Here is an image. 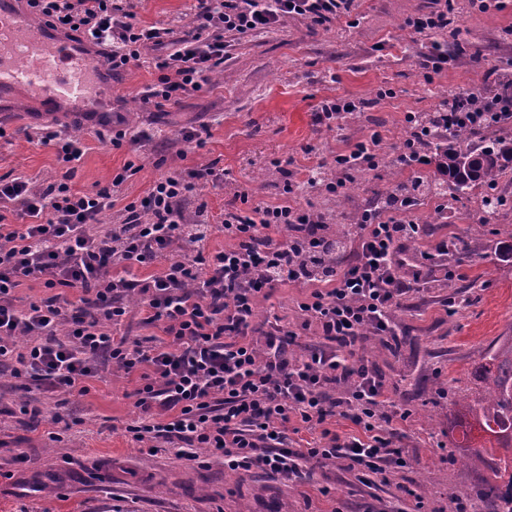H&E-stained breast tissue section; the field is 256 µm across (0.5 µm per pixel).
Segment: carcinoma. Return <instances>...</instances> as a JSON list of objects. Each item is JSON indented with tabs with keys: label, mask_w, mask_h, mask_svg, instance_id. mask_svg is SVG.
<instances>
[{
	"label": "carcinoma",
	"mask_w": 512,
	"mask_h": 512,
	"mask_svg": "<svg viewBox=\"0 0 512 512\" xmlns=\"http://www.w3.org/2000/svg\"><path fill=\"white\" fill-rule=\"evenodd\" d=\"M423 123L440 127L421 148L451 191L491 188L512 170V139L493 138L461 122L442 127L432 114ZM473 376L477 395L455 403L459 433L453 445L480 479L457 495L478 502L483 512H512V326L474 363Z\"/></svg>",
	"instance_id": "carcinoma-1"
}]
</instances>
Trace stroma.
Wrapping results in <instances>:
<instances>
[{"label":"stroma","mask_w":512,"mask_h":512,"mask_svg":"<svg viewBox=\"0 0 512 512\" xmlns=\"http://www.w3.org/2000/svg\"><path fill=\"white\" fill-rule=\"evenodd\" d=\"M428 2L357 0L350 16L326 28L313 30L303 18L292 17L267 34L228 35L223 80H211L163 112L144 111L139 99L156 80L155 70L146 63L130 67L113 81L112 97L121 103L126 131L145 130L153 140L116 149L85 131L73 186L89 190L125 163L141 164L102 217L103 223L116 224L124 206L146 195L165 171L213 163L228 170L226 186L205 188L202 199H189L185 207L192 211L205 201L214 221L242 189L259 201L283 202L288 178L269 161L288 158L295 198L317 210H337L338 223H350L378 192L394 190L398 179L414 173L405 168L397 174L383 165L362 173L338 210L331 195L308 183L318 156L345 151L375 133L381 136V154H393L405 134V113L437 111L451 90L482 89L512 70V0H498L486 10L461 0L456 25L468 30L469 48L479 51V60L454 59L425 81L421 53L429 42L451 36L447 30L417 35L406 28V19ZM131 4L142 22L179 32L189 27L195 0ZM338 95L360 100V119L330 128L316 124L320 102ZM36 110L25 99L20 110L0 113L6 131L0 138V176L45 186L67 166L53 146L29 140ZM189 127L208 128L203 145L179 141V131ZM497 192L504 203L490 215L481 208L478 190L468 198L448 194L442 214L437 196L423 197L416 212L428 227L414 255L447 238L448 260L459 276L449 281L437 275L430 288L408 295L394 312L399 346L377 347L375 362L388 382L390 401L414 408L412 420L395 427L407 467L364 484L355 473L329 465L296 484L236 474L216 462L187 465L175 458L173 447L150 455L126 436L124 427L135 416L131 394L138 375L109 369L89 381L87 395L49 397L0 366V512H414L420 502L427 512H448L451 490L475 480L451 444L457 390L469 386L473 362L512 325V262L504 259L505 237L512 230V173ZM483 216L489 219L486 230L472 234L471 224ZM24 396L41 408L40 416L16 413ZM58 409L76 418L70 430L55 423Z\"/></svg>","instance_id":"obj_1"}]
</instances>
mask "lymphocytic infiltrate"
Returning a JSON list of instances; mask_svg holds the SVG:
<instances>
[{
    "instance_id": "lymphocytic-infiltrate-1",
    "label": "lymphocytic infiltrate",
    "mask_w": 512,
    "mask_h": 512,
    "mask_svg": "<svg viewBox=\"0 0 512 512\" xmlns=\"http://www.w3.org/2000/svg\"><path fill=\"white\" fill-rule=\"evenodd\" d=\"M356 0H196L188 30L148 25L126 0H25V10L59 36L95 52L117 79L142 54L153 56L154 83L141 102L162 111L202 89L224 61L225 34H262L299 16L325 26L349 14ZM378 135L333 156L341 176L325 185L342 190L345 173L378 166ZM133 164L106 184L72 189L73 171L41 187L0 178V361L13 359L15 377L43 392L85 395L106 367L139 372L132 396L136 416L125 431L147 452L175 445L188 464L220 457L231 471L262 470L293 481L310 461L385 474L406 467L393 445L392 423L409 421V405L388 397L384 376L364 353L375 338L388 344L399 333L394 310L409 292L428 285L433 261L448 255L437 241L423 261L411 250L423 232L414 202L384 194L364 210L349 232L350 248L336 244L324 214L292 201L250 202L228 208L220 224L192 218L184 199L222 186L215 165L172 170L142 198L128 203L122 223L101 216L112 196L136 174ZM12 208L18 223L5 221ZM223 234L226 244L204 242ZM163 268L144 279L113 275L115 262ZM44 293L18 310L13 292L25 280ZM306 288L301 319H258L257 308L276 288ZM79 290L70 301L67 290ZM147 325L161 326L165 342L115 339L130 300ZM316 330L319 341L303 356L290 353L296 339ZM349 420L358 432L340 436L327 423ZM317 431L300 442L294 428Z\"/></svg>"
}]
</instances>
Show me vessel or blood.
Segmentation results:
<instances>
[{
  "mask_svg": "<svg viewBox=\"0 0 512 512\" xmlns=\"http://www.w3.org/2000/svg\"><path fill=\"white\" fill-rule=\"evenodd\" d=\"M19 89L45 111L71 120L112 109V85L92 55L50 35L28 13L0 6V96Z\"/></svg>",
  "mask_w": 512,
  "mask_h": 512,
  "instance_id": "b4317fda",
  "label": "vessel or blood"
}]
</instances>
